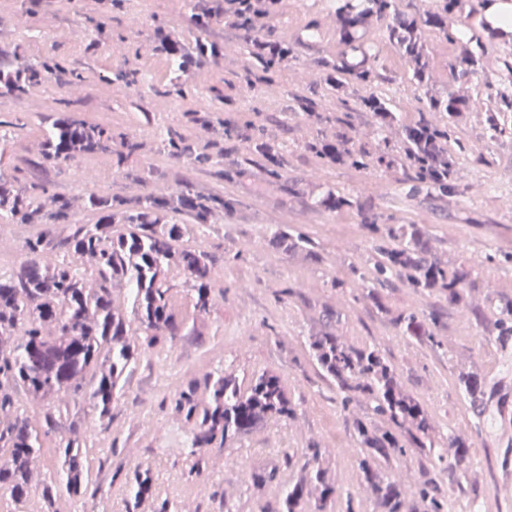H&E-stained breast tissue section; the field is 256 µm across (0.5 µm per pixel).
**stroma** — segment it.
Masks as SVG:
<instances>
[{
	"label": "stroma",
	"mask_w": 512,
	"mask_h": 512,
	"mask_svg": "<svg viewBox=\"0 0 512 512\" xmlns=\"http://www.w3.org/2000/svg\"><path fill=\"white\" fill-rule=\"evenodd\" d=\"M346 0H285L265 26L269 38L287 40L288 61L265 69L245 40L217 23L196 28L190 15L195 0H0V49L16 67L49 55L81 72L77 84L49 78L20 98L0 97V166L21 183L47 180L57 191L77 194V173H97L94 191L133 198L188 183L203 195L233 199L234 209L189 230V245L213 255L215 276L224 291L209 314L163 351L142 356L112 404L107 436H89L98 475L84 499L61 501L60 512H126L135 470H149L154 502L176 504L177 512H276L288 483L298 475L308 446L323 448L341 495L352 496L359 512H378L357 466L355 420H370L365 398L341 409L334 384L321 378L310 355V336L329 331L353 347L374 346L394 366L408 394L425 408L436 445L456 439L469 450L463 493L452 496L448 512H512V496L498 485L512 482V340L496 342L494 324L501 305L512 302V134L497 144L484 138L483 113L475 100L494 93L505 63H512V33L486 28L476 0H463L454 17L459 39L448 40L434 27L422 30L426 81L391 35L392 19L371 17L344 38L339 15ZM88 36L73 42L70 33ZM182 44L217 43L224 57L198 66L185 80V93L167 94L173 79L169 56L156 53L157 30ZM483 46L478 75L461 81L454 69L466 50ZM118 55H108V47ZM372 65L378 81L351 83L348 100L325 84V66ZM138 83H129L128 73ZM464 91L470 103L455 118L456 134L467 144L459 155L450 189L414 192L403 149L405 129L426 120L438 123L446 112L428 110L431 100ZM375 95L395 122L378 130L361 100ZM309 99L315 116L300 113ZM69 112L111 128V151L86 156L64 173L38 167L40 142L52 119ZM176 131L207 164L179 162L164 149ZM140 145L128 152L123 137ZM280 143L278 169L255 152L258 139ZM345 143L369 153V168L325 163L308 146L316 140ZM486 163H476V155ZM345 197L347 206L323 205L327 194ZM378 224H417L426 232L431 257L449 270L467 269L472 285L464 306H450L444 295L422 293L402 280L381 289L380 304L354 299L359 278H372L377 259ZM285 225L311 238L318 252H288L271 244ZM403 312L437 314L436 347L408 342L393 320ZM249 379L262 370L280 376L295 406L290 419H272L229 448L204 459L191 456L171 401L187 381L218 369ZM478 374L484 391L467 395L459 376ZM151 425H142V417ZM406 452L392 459L387 473L407 495L415 512L424 505L414 493L429 482L447 493L455 473L426 449L399 433ZM221 468H212L213 459ZM275 470L274 480L257 482L255 473Z\"/></svg>",
	"instance_id": "35a3bbf8"
}]
</instances>
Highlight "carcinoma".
Returning a JSON list of instances; mask_svg holds the SVG:
<instances>
[{"instance_id": "1", "label": "carcinoma", "mask_w": 512, "mask_h": 512, "mask_svg": "<svg viewBox=\"0 0 512 512\" xmlns=\"http://www.w3.org/2000/svg\"><path fill=\"white\" fill-rule=\"evenodd\" d=\"M343 35L365 24L369 17L348 2L344 6ZM68 71L59 61L45 57L27 66L5 70L0 96L21 95L42 79ZM488 142L504 132L498 113L512 111V80L503 83L495 98L484 104ZM437 126L420 125L439 142L455 139L452 119ZM171 155L205 161L193 156L191 145L176 133H167ZM112 150V130L62 112L51 122L41 146L43 167L58 171L75 160ZM254 150L277 164L279 148L259 139ZM409 179L416 189L448 191L445 180L428 177L423 161L412 154L406 161ZM232 207L218 197H203L187 185L167 194L150 192L134 199L116 200L94 192L53 193L46 182L17 185L15 177L0 168V221L7 224H37L39 230L24 242L26 259L7 274L0 273V494L13 512H30L37 496L47 512L58 500L86 494L93 476V462L86 448L90 433H106L112 424V403L140 357L174 342L184 330L188 316L182 301L191 302L193 318L207 315L216 288L214 257L185 244L186 225L166 220L170 213L189 215L196 224H207L215 213ZM77 208L97 214L93 224H75ZM274 242L304 250L316 258L315 243L294 234L288 227L275 230ZM424 231L416 224H387L376 279L361 284L362 294L379 300V289L395 276L419 291L442 290L448 305L465 302L468 273L454 274L425 258ZM436 317L415 312L397 316L398 332L420 345L437 344ZM496 341L512 338V305L505 307L495 323ZM311 355L322 376L336 385L340 405L348 409L362 395L370 402L371 415L411 432L419 448L431 442L430 425L418 399L405 394L393 367L372 346L354 348L335 334L323 332L310 338ZM22 388L36 403L41 420L29 423L27 411L17 405L16 390ZM89 408L87 419L70 408ZM173 411L188 429L190 453L227 448L263 426L272 418H290L294 407L280 378L262 371L248 383L239 382L226 370L194 380L176 394ZM59 440L49 445L46 438ZM355 443L360 457L358 470L381 512H412L399 486L382 468L381 461L402 456L405 448L390 431L372 422L355 420ZM52 453L61 462L57 480L38 476L37 461ZM469 450L454 438L438 459L449 467L463 469ZM323 452L309 448L301 473L288 483L278 512L323 510L336 499V483L322 467ZM152 495L147 471L134 474L128 512L138 509ZM425 512H448V500L425 484L417 491Z\"/></svg>"}]
</instances>
